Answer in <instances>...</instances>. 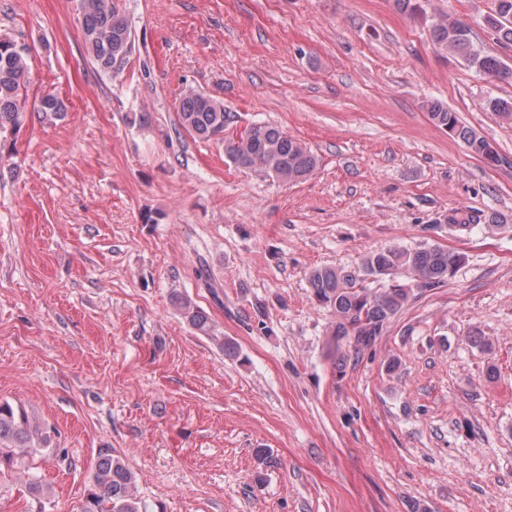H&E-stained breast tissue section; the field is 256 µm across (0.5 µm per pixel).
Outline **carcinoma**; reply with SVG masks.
<instances>
[{"mask_svg":"<svg viewBox=\"0 0 512 512\" xmlns=\"http://www.w3.org/2000/svg\"><path fill=\"white\" fill-rule=\"evenodd\" d=\"M84 42L94 63L111 72L125 63L134 39L129 22L114 0H78ZM501 43L512 45V0H493L485 18ZM433 43L454 54L476 72L500 81L512 80V66L482 53L473 43L470 29L450 16L436 20L430 28ZM27 49L0 35V134L21 127L28 105L25 73ZM429 119L449 129L469 151L484 159L499 155L484 137L463 125L456 113L438 100L427 105ZM33 111L45 121L60 118L63 102L47 92L36 98ZM178 118L180 126L203 140L224 141L225 156L237 167L256 170L283 182H297L311 176L319 166L318 156L304 143L281 128L258 123L234 138H224L230 113L224 104L200 92H184ZM463 262V257L440 246L385 247L368 252L358 272L335 267L313 269L308 278L318 306L335 317L331 341L351 340L360 349L372 346L383 327L416 298V292L442 286ZM406 281H399L400 277ZM384 282V288L369 284ZM180 311L192 328L208 330V318L189 298L179 301ZM52 452L50 436L34 427L26 411L7 401L0 402V490H13L3 481L18 476L17 492L30 512H45V491L40 477L31 472L36 459ZM76 512H147L137 493L136 479L112 448L98 451L89 488Z\"/></svg>","mask_w":512,"mask_h":512,"instance_id":"obj_1","label":"carcinoma"}]
</instances>
